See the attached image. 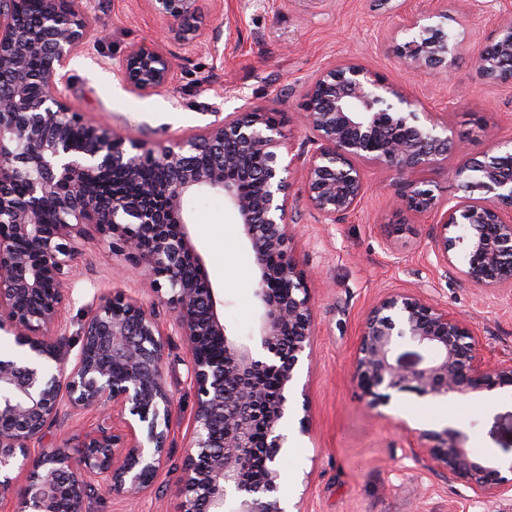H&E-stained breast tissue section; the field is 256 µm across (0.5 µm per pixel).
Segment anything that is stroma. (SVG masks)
Here are the masks:
<instances>
[{"mask_svg":"<svg viewBox=\"0 0 512 512\" xmlns=\"http://www.w3.org/2000/svg\"><path fill=\"white\" fill-rule=\"evenodd\" d=\"M104 42L68 65V102L86 118L108 123L128 141L154 147L204 128L212 109L222 114L244 102L269 109L295 155L308 131L301 115L306 87L328 66L360 62L415 98L448 124V134L473 152L512 141V84L482 80L474 53L497 36L512 0H198L207 20L195 43L172 33L171 20L144 0H88ZM445 10L462 46L447 68L413 75L396 47L408 17ZM133 44L161 47L178 58L169 88L139 95L126 88L118 62ZM370 189L358 208L330 224L301 198H291V253L310 287L315 327L313 356L300 364L287 428L279 492L302 512H512V491L475 493L416 459V433L451 426L494 462L512 459V388L452 400H428L405 389L389 398L362 394L350 373L358 328L390 290L418 291L472 326L491 361L512 355V291L493 299L457 274L436 266L433 220L395 212L392 173L371 167ZM198 249L209 278L224 297V323L251 334L254 257L240 236L236 212L223 196L189 199ZM143 279L124 257L99 241L81 244L62 332L78 347L76 330L101 292L141 295ZM186 348L173 337L164 368L175 394L169 460L149 492L128 504L95 491L89 512H178L171 483L186 453L194 395L186 382ZM308 417L301 433L299 419Z\"/></svg>","mask_w":512,"mask_h":512,"instance_id":"35a3bbf8","label":"stroma"}]
</instances>
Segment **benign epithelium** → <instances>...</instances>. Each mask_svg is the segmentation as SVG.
Instances as JSON below:
<instances>
[{
  "instance_id": "7a95c632",
  "label": "benign epithelium",
  "mask_w": 512,
  "mask_h": 512,
  "mask_svg": "<svg viewBox=\"0 0 512 512\" xmlns=\"http://www.w3.org/2000/svg\"><path fill=\"white\" fill-rule=\"evenodd\" d=\"M176 23L190 44L203 24L198 0H146ZM24 0H0V88L16 108L0 111V332L31 356L0 358V506L11 512H85L96 487L135 501L153 486L168 459L175 396L163 373L169 337H182L195 409L186 454L173 492L179 512H286L278 497L284 427L300 358L313 332L309 288L289 251L288 204L295 158L269 111L248 103L199 132L149 148L125 140L66 102L70 59L102 41L84 0H41L35 23L21 18ZM422 26L412 19L398 47L416 74L445 67L459 43L451 16ZM477 74L512 83V20L479 50ZM175 57L161 47L134 45L119 62L129 89L149 95L173 79ZM303 122L311 150L303 161V193L324 219L354 211L368 190L367 166L395 173V203L432 215L435 256L486 292L512 288V150L489 160L474 154L454 170L464 195L443 207L414 174L457 151L448 123L419 109L403 90L364 65L344 60L325 69L305 93ZM120 168L137 180L146 168L171 173L161 186L127 194L103 188ZM21 186L23 193L14 188ZM209 192L239 215L254 256L257 302L252 334H232L224 300L213 288L192 239L187 202ZM98 240L142 269L151 303L168 306L164 321L137 297L102 294L77 335L67 365L61 313L70 294L80 244ZM408 339L427 354L421 367L395 358ZM366 395L408 388L432 399H454L512 388V357L485 361L467 321L420 292L390 291L363 319L351 361ZM277 377L267 394L266 377ZM98 412L97 424L33 453L45 431L66 416ZM428 465L451 480L487 493L511 489L512 477L478 457L467 438L445 428L420 432ZM258 448L263 467L246 473ZM27 470L24 484L14 476Z\"/></svg>"
}]
</instances>
